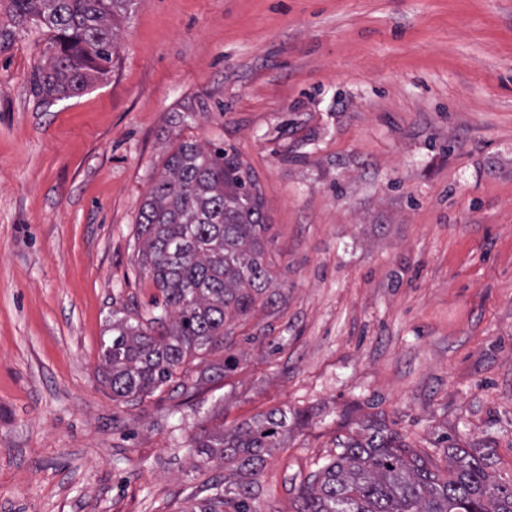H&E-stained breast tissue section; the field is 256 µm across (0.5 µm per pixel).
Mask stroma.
Instances as JSON below:
<instances>
[{"label": "stroma", "instance_id": "stroma-1", "mask_svg": "<svg viewBox=\"0 0 512 512\" xmlns=\"http://www.w3.org/2000/svg\"><path fill=\"white\" fill-rule=\"evenodd\" d=\"M0 30V512H183L236 479L195 441L273 408L256 512L373 421L512 483V0H135L107 78L50 102L48 28L0 0ZM183 141L253 171L284 300L236 369L127 403L101 344L160 296L135 228Z\"/></svg>", "mask_w": 512, "mask_h": 512}]
</instances>
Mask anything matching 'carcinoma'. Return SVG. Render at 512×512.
Here are the masks:
<instances>
[{
    "instance_id": "1",
    "label": "carcinoma",
    "mask_w": 512,
    "mask_h": 512,
    "mask_svg": "<svg viewBox=\"0 0 512 512\" xmlns=\"http://www.w3.org/2000/svg\"><path fill=\"white\" fill-rule=\"evenodd\" d=\"M13 16L41 22L52 51L35 74L45 99L73 97L107 74L116 25L134 0H9ZM270 225L255 176L232 147L182 142L168 156L139 212L141 268L162 293L163 314L130 322L112 312L101 365L112 398L140 401L174 381L190 357L215 346L239 363L229 341L235 318L273 312L283 300L268 257ZM352 438L301 489L302 512H512V484L492 480L494 462L479 448L448 447V475L428 456L377 424ZM288 437V412L274 409L195 445L202 465L221 459L242 481L203 482L205 497L185 512H250L248 478Z\"/></svg>"
}]
</instances>
